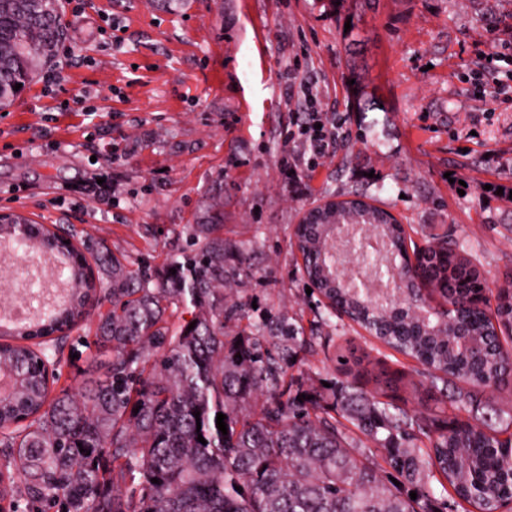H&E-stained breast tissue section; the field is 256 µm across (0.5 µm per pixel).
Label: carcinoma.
Returning <instances> with one entry per match:
<instances>
[{"label": "carcinoma", "mask_w": 512, "mask_h": 512, "mask_svg": "<svg viewBox=\"0 0 512 512\" xmlns=\"http://www.w3.org/2000/svg\"><path fill=\"white\" fill-rule=\"evenodd\" d=\"M61 36L55 9L0 0V108ZM336 206L372 232L347 254L356 274L392 287L356 294L334 281L320 260L331 229L312 225L298 250L308 283L328 300L320 322L331 327L340 314L414 360L433 395L468 418L439 427L412 413L400 404L404 374L383 367L364 370L372 392L289 375L319 337L283 314L253 318L237 295L250 258L229 264L216 215L186 225V246L163 269L135 272L70 230L32 224L19 241L27 220L14 215L0 223V240L53 254L71 288L37 319L0 328V375L14 379L0 392V502L10 512L20 501L29 512H439L436 478L462 512H512V407L478 399L512 392V345L496 330L512 324V292L484 296L472 254L433 228L410 249L386 210L349 199ZM103 283L110 308L97 311L95 345L112 349L109 370L77 394L54 395L47 367L58 371L78 351L70 332L90 319L86 306ZM245 318L249 333L224 332ZM328 402L376 450L351 437Z\"/></svg>", "instance_id": "obj_1"}]
</instances>
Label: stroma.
Masks as SVG:
<instances>
[{
  "label": "stroma",
  "instance_id": "obj_1",
  "mask_svg": "<svg viewBox=\"0 0 512 512\" xmlns=\"http://www.w3.org/2000/svg\"><path fill=\"white\" fill-rule=\"evenodd\" d=\"M62 5L56 51L0 110V212L76 230L134 270L163 267L184 226L217 204L225 240L257 268L243 296L308 332L318 297L291 234L330 196L358 192L403 225L446 231L472 248L490 289L512 272V0ZM309 93L324 123L343 122L316 167L299 133ZM350 346L404 371L417 386L408 408L456 415L415 361L345 318L302 372L334 380ZM111 359L83 350L58 384L79 390Z\"/></svg>",
  "mask_w": 512,
  "mask_h": 512
}]
</instances>
